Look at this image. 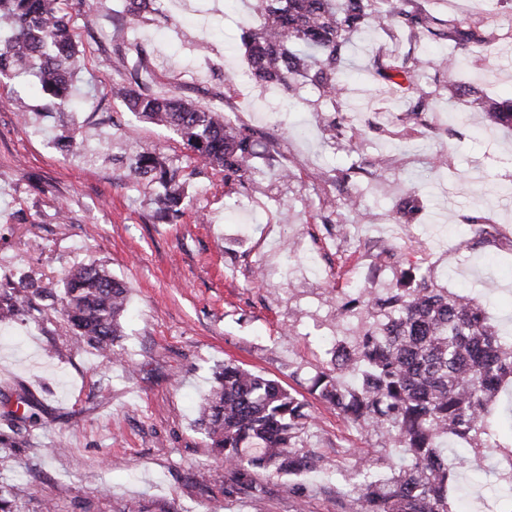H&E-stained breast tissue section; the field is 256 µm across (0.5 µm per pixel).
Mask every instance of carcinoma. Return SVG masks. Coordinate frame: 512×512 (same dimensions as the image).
Instances as JSON below:
<instances>
[{
	"instance_id": "carcinoma-1",
	"label": "carcinoma",
	"mask_w": 512,
	"mask_h": 512,
	"mask_svg": "<svg viewBox=\"0 0 512 512\" xmlns=\"http://www.w3.org/2000/svg\"><path fill=\"white\" fill-rule=\"evenodd\" d=\"M156 0H128L133 17L153 13ZM63 0H0V76L36 68L42 90L54 106L72 101L71 62L75 44L62 14ZM396 24L410 33L446 41L467 52L491 37L479 20L443 18L430 0H256L255 20L241 28L249 79L296 92L314 85L328 100L339 90L342 50L371 25ZM421 60L373 58L375 76L401 91L416 86ZM129 111L171 129L195 159L241 176L257 157L256 143L229 126L218 112L175 96H154L122 85ZM492 120L512 127V100H487ZM134 178L148 175L163 192L156 218L172 221L184 191L177 174L158 156L135 153ZM19 291L0 289V316L19 313ZM126 286L89 264L62 280L61 313L75 338L103 355L123 336ZM354 317L332 346L331 367L310 378L309 390L347 421L382 439L380 458L391 471L371 464L358 470L352 512H452L458 487L445 457L446 439L470 446L466 467L487 449L501 451L502 478L512 484V444L503 446L493 419L498 393L512 382V340L500 334L487 310L468 296L432 283L417 267L386 288H369L336 308V324ZM352 381H347V378ZM309 403L268 375L227 362L213 373L197 425L216 462L229 474V492L253 491L257 476H297L327 465L308 449Z\"/></svg>"
}]
</instances>
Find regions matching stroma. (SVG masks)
<instances>
[{"instance_id":"stroma-1","label":"stroma","mask_w":512,"mask_h":512,"mask_svg":"<svg viewBox=\"0 0 512 512\" xmlns=\"http://www.w3.org/2000/svg\"><path fill=\"white\" fill-rule=\"evenodd\" d=\"M252 4L162 0L135 20L124 0H68L75 107L49 106L32 76L0 77V289L26 295L23 312L0 323V413L24 398L38 414L16 445L0 444L11 457L0 488L17 512H343L336 492L351 490L359 458H378L380 437L311 400L309 446L327 466L262 475L260 493L225 495V467L195 423L213 368L231 361L307 394L328 361L337 304L378 263L387 284L431 268L435 284L470 294L512 330V195L502 191L512 185V128L454 93L464 82L512 97V0L486 20L490 48H471L453 70L420 71L403 99L371 76V58L435 57L447 43L395 25L363 31L332 102L310 85L291 99L243 80L238 27ZM116 83L204 109L227 101L234 127L256 141L273 133L282 158L263 152L243 177H225L172 130L132 114ZM413 106L432 128L406 137L395 114ZM332 118L342 127L333 139ZM134 147L178 170L186 199L176 223L155 220L156 183L129 178ZM350 190L361 197L351 213L340 206ZM411 194L419 210L405 220L396 205ZM340 222L352 231L341 252L330 237ZM287 240L292 265L257 282V266L276 265ZM90 263L130 288L114 359L77 342L59 312L63 275ZM53 446L61 454L44 460ZM494 465L490 454L459 472V512L484 502L512 512V487ZM188 469L204 473L203 488L184 485Z\"/></svg>"}]
</instances>
